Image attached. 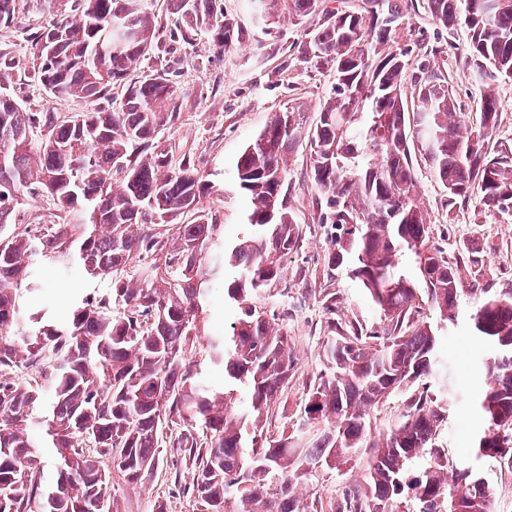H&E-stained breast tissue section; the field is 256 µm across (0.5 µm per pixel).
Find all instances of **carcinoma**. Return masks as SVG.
Returning a JSON list of instances; mask_svg holds the SVG:
<instances>
[{
    "label": "carcinoma",
    "instance_id": "cac0c4a2",
    "mask_svg": "<svg viewBox=\"0 0 512 512\" xmlns=\"http://www.w3.org/2000/svg\"><path fill=\"white\" fill-rule=\"evenodd\" d=\"M75 15L31 34L30 69L47 97L91 109L62 119L28 112L0 75V512H114L108 466L144 483L167 455L191 467L183 491L197 512H307L294 485L371 453L367 490L336 512H492L477 462L512 463V291L490 294L471 315L486 348L478 400L483 430L462 466L435 447L453 401L439 341L455 316L458 268L429 245L415 199L417 159L446 205L478 194L490 213L512 212V147H487L499 122L496 82L512 79V0H429L448 32L464 24L469 62L482 81L479 118L457 112L443 72H422L411 93L408 53L385 41L403 18L380 0L365 13L328 10L301 42V59L331 66L335 83L306 126L290 105L238 154L230 192L246 202L236 238H224L213 199L224 189L194 155L179 160L160 139L184 99L168 72L166 41L197 37L227 48L242 38L221 0H174L182 25L166 34L142 0H76ZM268 22L299 20L317 0H252ZM32 0H0V28H14ZM152 66V74L130 80ZM122 87L118 106H99ZM310 144V182L325 200L322 222L338 236L328 265L350 275L383 316L380 332L332 322L329 371L276 436L262 425L293 368L288 335L255 308L282 277L301 230L288 207L286 157ZM49 196L61 224L28 221L24 201ZM192 216L188 224L178 220ZM89 283L63 313L29 303L36 266ZM137 260L142 267L129 273ZM236 310L206 330L212 285ZM432 310L436 319L424 316ZM204 340V353H187ZM19 371L31 375L16 378ZM422 386L402 421L371 438L368 411L402 388ZM433 463L413 462L424 451Z\"/></svg>",
    "mask_w": 512,
    "mask_h": 512
}]
</instances>
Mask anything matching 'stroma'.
Instances as JSON below:
<instances>
[{
	"mask_svg": "<svg viewBox=\"0 0 512 512\" xmlns=\"http://www.w3.org/2000/svg\"><path fill=\"white\" fill-rule=\"evenodd\" d=\"M403 19L393 32L392 49L406 51L405 90H412L420 69H442L448 75L456 106L475 117L479 107V83L467 58L466 28L447 33L432 19L428 0H397ZM224 12L238 21L243 39L229 48H215L198 40L189 48L168 44L174 62L172 72L185 97L182 120L164 130L161 137L173 156L193 153L202 166L222 173L232 184L234 162L239 152L270 121L274 112L291 103L303 104L307 123H315L318 105L334 83L330 69L316 62L298 60V45L305 32L317 28L320 12L301 20L280 15L272 30H265L250 0H223ZM55 10L30 9L20 27L0 29V49L10 50L16 65L10 71L9 90L30 112H54L63 117L86 111L79 99L48 98L30 72L28 35L55 18ZM310 148L299 143L288 159L290 207L303 229L302 243L283 264L282 279L255 300L259 311L283 317L294 358V369L282 396L267 420L269 432L279 433L283 411H295L305 388L329 369L324 355L327 321L360 320L364 329L380 330L378 310L347 268H329L326 255L333 233L321 221L322 206L309 180ZM417 200L428 214L429 243L440 249L449 263L458 265L462 292L456 318L442 336L443 343L455 338L470 342L465 358L449 356L448 364L462 390L455 398L447 419L437 431L435 444L454 460L470 459L483 423L477 408L485 375L476 359L482 347L472 341L469 317L486 297L487 290L512 288V213L490 214L477 200L459 202L447 209L445 192L426 167H418ZM43 288L36 304L65 309L72 293L82 286L79 278L60 279L54 267L38 270ZM336 299L335 313L324 308L326 296ZM369 452L337 470L315 474L298 485L295 494L313 506L329 503L365 484ZM116 512H197L192 498L182 494L170 470L158 471L154 480L126 482L112 472Z\"/></svg>",
	"mask_w": 512,
	"mask_h": 512,
	"instance_id": "obj_1",
	"label": "stroma"
}]
</instances>
